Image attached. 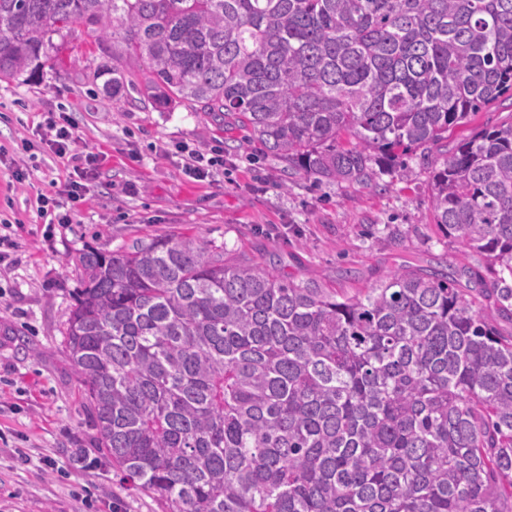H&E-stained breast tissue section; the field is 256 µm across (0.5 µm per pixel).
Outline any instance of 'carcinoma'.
I'll use <instances>...</instances> for the list:
<instances>
[{
    "label": "carcinoma",
    "mask_w": 512,
    "mask_h": 512,
    "mask_svg": "<svg viewBox=\"0 0 512 512\" xmlns=\"http://www.w3.org/2000/svg\"><path fill=\"white\" fill-rule=\"evenodd\" d=\"M76 23L112 39V93L220 117L316 182L376 189L420 153L435 224L512 316V125L433 155L512 94V0H0V80ZM74 264L99 448L169 512H512V337L449 271L348 295L175 234Z\"/></svg>",
    "instance_id": "cac0c4a2"
}]
</instances>
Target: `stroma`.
Returning a JSON list of instances; mask_svg holds the SVG:
<instances>
[{"mask_svg":"<svg viewBox=\"0 0 512 512\" xmlns=\"http://www.w3.org/2000/svg\"><path fill=\"white\" fill-rule=\"evenodd\" d=\"M36 75L0 80V235L15 264L0 266V512H165L121 479L97 432L64 347L63 327L79 276L73 257L115 252L133 240L195 235L280 274L355 293L402 266L438 270L482 265L437 228L420 156L382 176L381 186L343 188L283 172L241 132L180 104L165 107L132 89L112 94L93 71L111 67L110 46L86 25L54 37ZM69 118L75 148L95 156L75 172L46 145L49 123ZM512 125L503 96L448 134ZM222 150L224 165L197 179L181 146ZM26 179L16 182L13 174ZM83 181V203L70 182ZM55 199L71 223L48 226L37 194Z\"/></svg>","mask_w":512,"mask_h":512,"instance_id":"obj_1","label":"stroma"}]
</instances>
